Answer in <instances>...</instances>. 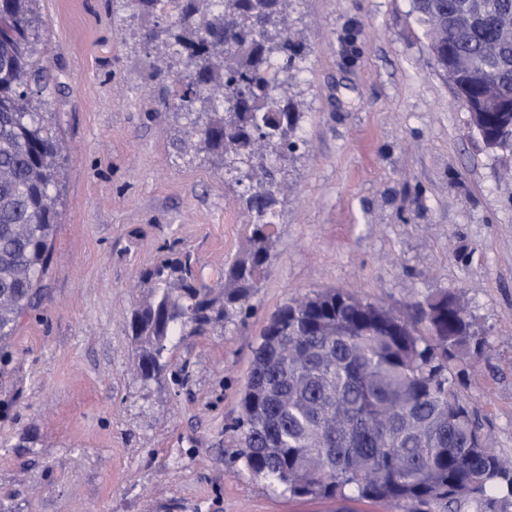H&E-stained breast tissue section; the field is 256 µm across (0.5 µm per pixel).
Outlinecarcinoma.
Here are the masks:
<instances>
[{"mask_svg": "<svg viewBox=\"0 0 512 512\" xmlns=\"http://www.w3.org/2000/svg\"><path fill=\"white\" fill-rule=\"evenodd\" d=\"M33 0H0V341L35 306L57 226L62 147L37 90L39 19ZM168 0V73L182 83L183 140L224 171L254 214L248 245L214 286L192 257L164 259L146 272L150 291L131 314L138 369L161 374L171 337L231 319L272 260L268 230L279 204L277 161L297 148L300 115L267 76L273 57L288 71L305 46L284 26L288 0ZM433 60L478 114L471 128L512 156V130L498 110L512 92V0H414ZM492 72L498 83H489ZM264 131L266 152L251 135ZM461 298L442 292L405 317L344 289L318 291L282 306L253 351L240 414L249 471L295 497L359 499L404 512H512V463L491 446L478 412L461 395L456 362L485 349L464 336ZM445 313L448 334L431 331Z\"/></svg>", "mask_w": 512, "mask_h": 512, "instance_id": "carcinoma-1", "label": "carcinoma"}]
</instances>
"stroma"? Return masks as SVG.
Returning a JSON list of instances; mask_svg holds the SVG:
<instances>
[{"label": "stroma", "instance_id": "stroma-1", "mask_svg": "<svg viewBox=\"0 0 512 512\" xmlns=\"http://www.w3.org/2000/svg\"><path fill=\"white\" fill-rule=\"evenodd\" d=\"M41 98L63 146L58 224L36 307L0 343V512H336L246 467L232 425L252 350L288 301L329 288L410 312L462 296L486 342L461 391L512 455V168L484 150L434 64L413 0H291L307 50L277 72L298 107L274 260L231 321L173 337L133 371L143 274L190 253L216 284L252 215L180 144L156 76L164 24L129 0H36Z\"/></svg>", "mask_w": 512, "mask_h": 512}]
</instances>
